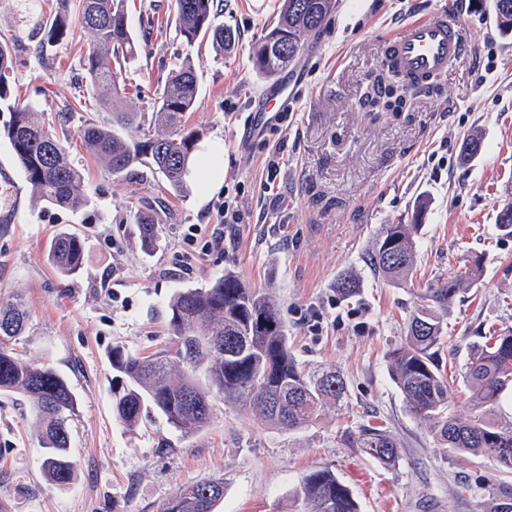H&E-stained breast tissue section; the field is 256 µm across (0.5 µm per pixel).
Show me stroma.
Wrapping results in <instances>:
<instances>
[{"label":"stroma","instance_id":"35a3bbf8","mask_svg":"<svg viewBox=\"0 0 512 512\" xmlns=\"http://www.w3.org/2000/svg\"><path fill=\"white\" fill-rule=\"evenodd\" d=\"M170 3L126 0L138 50L122 78L129 105L146 115L142 134L152 137L160 131L152 112L172 63L194 62L198 96L187 121L202 138L179 195L160 176H115L84 152L85 121L112 120L102 93L84 77L89 34L37 54L39 23L53 17L56 0H0V36L14 43L16 92L42 123L68 114L70 150L91 198L80 211L34 204L8 141L0 139V301L24 299L30 321L18 352L50 365L78 399L70 422L75 477L59 485L42 473L30 403L0 395V506L160 512L184 486L220 478L224 500L216 512H292L301 476L328 467L362 512H480L500 484L512 485V474L443 447L408 411L387 355L403 342L418 294L475 257L483 260L481 279L449 309L439 351L457 413L467 411L471 347L512 327V235L496 222L512 202V34L498 29L492 0H336L323 27L272 78L253 69L249 52L276 23L279 0H224L220 21L236 34L224 52L176 37ZM448 10L465 33L463 56L405 111L370 119L358 101L380 69L386 37L408 18ZM285 83L292 89L285 118L262 134L248 133L255 99ZM472 134L480 135L481 150L465 163L461 142ZM276 155L281 162L272 173L268 161ZM214 166L223 182L212 188ZM226 197L240 213L229 230L236 246L181 265L185 225L210 234L215 206ZM422 199L428 207L419 215ZM142 211L170 227L150 253L135 221ZM415 220L416 267L398 285L373 270L369 245L383 225ZM62 230L83 243L85 270L72 279L48 260ZM227 270L275 298L300 362L343 373L345 405L288 430L263 426L217 397L210 423L194 433L151 409L136 427H125L112 411L111 349L149 355L170 348L175 291L204 287ZM347 271L360 279L350 296L336 287ZM367 420L384 424L401 443L396 464L352 447Z\"/></svg>","mask_w":512,"mask_h":512}]
</instances>
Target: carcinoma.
<instances>
[{
	"label": "carcinoma",
	"instance_id": "obj_1",
	"mask_svg": "<svg viewBox=\"0 0 512 512\" xmlns=\"http://www.w3.org/2000/svg\"><path fill=\"white\" fill-rule=\"evenodd\" d=\"M504 2L507 10L495 8L496 23L500 31L512 33V0ZM172 7L176 33L188 46L209 40L224 51L235 44L234 31L218 23L215 0H173ZM332 9L331 0H282L276 24L252 45L253 69L267 77L276 75L300 53L305 37L324 25ZM76 28L92 36L83 57L86 77L111 93L105 103L112 122L86 120L83 148L105 160L114 175H132L144 167L161 174L175 194L184 192L201 139L197 129L183 122L196 105L195 68L188 60L171 68L156 109L167 131L140 138L141 115L125 108L119 81L122 63L137 51L127 27L125 0H59L52 20L41 25L38 52L69 40ZM2 108L10 118L0 127V137L9 142L35 200L72 211L88 207L84 174L70 159L65 134L39 124L32 107L13 92V46L8 39L0 40ZM136 224L142 248L154 249L161 228L153 215L139 213ZM419 229L416 223L383 225L371 247L374 269L394 282L404 281L414 266ZM48 257L63 276L84 271L82 243L73 232L57 233ZM481 272V261L475 259L461 274L419 294L405 341L387 358L408 410L429 422L441 444L512 473V424L498 418L504 394L512 389V328L499 330L487 344L470 351L465 370L471 391L468 415L451 410L448 380L437 359L447 333L443 316L462 293L463 283L478 280ZM170 310L171 349L142 356L112 348V369L121 378L112 410L123 425L135 427L143 410L153 407L180 431L201 430L210 421L214 393L251 412L260 423L288 430L313 422L329 406L343 405L347 392L340 372L311 370L301 363L288 345L276 300L249 287L234 272H224L204 288L178 290ZM27 321L21 300L0 302V393L29 400L43 448L41 467L51 481L66 485L75 474L69 421L77 397L52 367L15 352L13 343L23 335ZM201 364L206 365L204 384L193 375ZM351 445L385 464L400 458L395 438L378 424H364ZM223 499L224 481L204 480L182 488L163 503L161 512H214ZM293 499L302 512H361L352 491L329 468L305 474Z\"/></svg>",
	"mask_w": 512,
	"mask_h": 512
}]
</instances>
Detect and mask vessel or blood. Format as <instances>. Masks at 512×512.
<instances>
[{"label": "vessel or blood", "mask_w": 512, "mask_h": 512, "mask_svg": "<svg viewBox=\"0 0 512 512\" xmlns=\"http://www.w3.org/2000/svg\"><path fill=\"white\" fill-rule=\"evenodd\" d=\"M465 49L463 31L449 14L407 21L388 40L394 65L420 81L446 73Z\"/></svg>", "instance_id": "b4317fda"}]
</instances>
